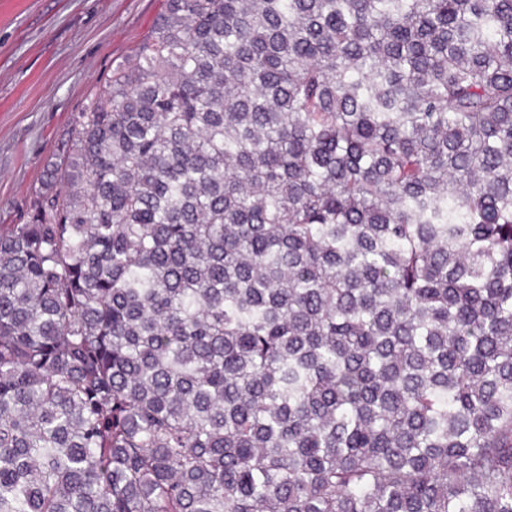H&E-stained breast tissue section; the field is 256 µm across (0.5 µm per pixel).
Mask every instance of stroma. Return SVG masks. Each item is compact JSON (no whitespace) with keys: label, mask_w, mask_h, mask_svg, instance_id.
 Returning a JSON list of instances; mask_svg holds the SVG:
<instances>
[{"label":"stroma","mask_w":512,"mask_h":512,"mask_svg":"<svg viewBox=\"0 0 512 512\" xmlns=\"http://www.w3.org/2000/svg\"><path fill=\"white\" fill-rule=\"evenodd\" d=\"M161 9L162 0H0V224L22 223L73 113Z\"/></svg>","instance_id":"1"}]
</instances>
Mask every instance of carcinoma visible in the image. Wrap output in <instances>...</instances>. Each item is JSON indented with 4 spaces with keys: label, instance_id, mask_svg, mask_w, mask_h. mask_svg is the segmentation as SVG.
Segmentation results:
<instances>
[{
    "label": "carcinoma",
    "instance_id": "cac0c4a2",
    "mask_svg": "<svg viewBox=\"0 0 512 512\" xmlns=\"http://www.w3.org/2000/svg\"><path fill=\"white\" fill-rule=\"evenodd\" d=\"M0 224V512H512V0H163Z\"/></svg>",
    "mask_w": 512,
    "mask_h": 512
}]
</instances>
